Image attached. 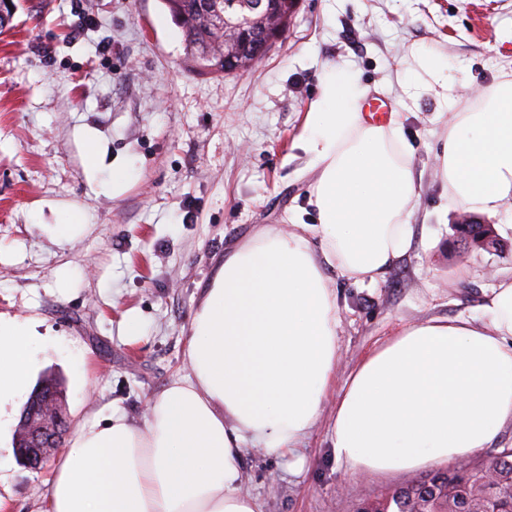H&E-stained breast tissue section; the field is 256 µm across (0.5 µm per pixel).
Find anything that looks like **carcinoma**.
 Masks as SVG:
<instances>
[{
	"mask_svg": "<svg viewBox=\"0 0 512 512\" xmlns=\"http://www.w3.org/2000/svg\"><path fill=\"white\" fill-rule=\"evenodd\" d=\"M184 34L185 58L200 74L224 75L214 47V10L202 0H163ZM245 23L261 15L254 0H236ZM493 500L512 508V448L470 461L462 471L455 466L438 469L362 507V512H473L477 502Z\"/></svg>",
	"mask_w": 512,
	"mask_h": 512,
	"instance_id": "carcinoma-1",
	"label": "carcinoma"
}]
</instances>
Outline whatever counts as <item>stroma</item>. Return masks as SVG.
<instances>
[{
  "label": "stroma",
  "mask_w": 512,
  "mask_h": 512,
  "mask_svg": "<svg viewBox=\"0 0 512 512\" xmlns=\"http://www.w3.org/2000/svg\"><path fill=\"white\" fill-rule=\"evenodd\" d=\"M429 55L456 102L415 89ZM366 98L393 104L420 185L412 246L377 282L332 273L340 318L323 413L294 454L242 451L243 486L262 512H353L409 474L348 470L332 453L336 399L359 361L430 319L482 317L484 295L512 277V201L489 217L499 241H458L434 158L456 113L512 76V0H298L285 34L255 69L200 76L163 0H8L0 6V315L31 320L33 383L55 379L68 428L119 407L142 423L157 392L189 372L199 299L225 252L262 227L311 224L314 177L299 146L326 66ZM94 130L131 171L115 194L85 166ZM82 212L66 240L51 228ZM139 317L142 336L120 333ZM55 462L33 470L0 445V512H44Z\"/></svg>",
  "instance_id": "1"
}]
</instances>
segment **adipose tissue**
<instances>
[{"mask_svg":"<svg viewBox=\"0 0 512 512\" xmlns=\"http://www.w3.org/2000/svg\"><path fill=\"white\" fill-rule=\"evenodd\" d=\"M319 87L300 137L315 223L259 230L225 255L192 317L189 375L150 399L142 424L113 408L77 426L45 512H261L242 450L290 453L322 414L337 356L330 271L377 281L414 235L400 126L366 124L362 88L335 67ZM435 161L452 204L499 213L512 198V79L456 113ZM484 315L416 324L364 358L332 415L337 461L417 471L467 460L512 425V280L490 289ZM33 365L29 321L0 316V428Z\"/></svg>","mask_w":512,"mask_h":512,"instance_id":"ef3b65f1","label":"adipose tissue"}]
</instances>
